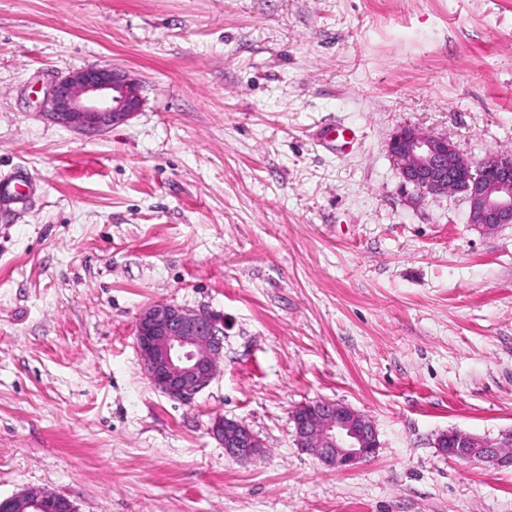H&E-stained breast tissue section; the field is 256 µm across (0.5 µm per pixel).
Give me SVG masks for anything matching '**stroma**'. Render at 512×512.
Instances as JSON below:
<instances>
[{
	"label": "stroma",
	"instance_id": "obj_1",
	"mask_svg": "<svg viewBox=\"0 0 512 512\" xmlns=\"http://www.w3.org/2000/svg\"><path fill=\"white\" fill-rule=\"evenodd\" d=\"M128 71L142 106L85 134L37 110L57 74ZM352 127L348 155L320 133ZM478 163L512 150V0H0V499L78 512H512V469L443 455L512 430V224L417 196L401 128ZM224 319L189 403L143 374L136 318ZM366 414L347 472L291 413ZM245 424L240 462L212 434ZM37 193L36 183L23 169H17L8 178L0 180V201L9 204L30 202ZM212 433L224 445L226 455L234 459H251L258 455L263 447L249 428L234 419H220ZM0 512H76L69 499L48 491H24L0 499Z\"/></svg>",
	"mask_w": 512,
	"mask_h": 512
}]
</instances>
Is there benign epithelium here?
I'll return each mask as SVG.
<instances>
[{"label":"benign epithelium","instance_id":"obj_1","mask_svg":"<svg viewBox=\"0 0 512 512\" xmlns=\"http://www.w3.org/2000/svg\"><path fill=\"white\" fill-rule=\"evenodd\" d=\"M140 85L127 71L90 65L52 79L39 110L68 128L98 131L126 122L141 106ZM388 149L403 181L421 196L462 194L468 223L492 231L512 224V152L489 156L475 165L446 135L402 128ZM136 344L145 377L163 396L189 402L214 378L224 356V322L214 314L171 302H155L136 320ZM296 444L324 466L346 472L379 448L377 430L360 411L331 401L304 404L292 411ZM226 455L248 460L261 441L241 422L224 418L212 429ZM436 446L450 458L481 462L494 469L512 467V432L496 444L450 430ZM0 512H76L69 499L48 491H24L0 499Z\"/></svg>","mask_w":512,"mask_h":512}]
</instances>
